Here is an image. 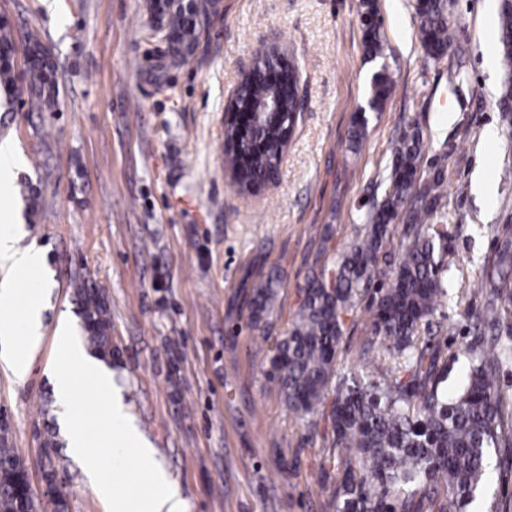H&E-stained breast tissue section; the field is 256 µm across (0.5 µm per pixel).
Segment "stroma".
<instances>
[{
	"label": "stroma",
	"instance_id": "stroma-1",
	"mask_svg": "<svg viewBox=\"0 0 512 512\" xmlns=\"http://www.w3.org/2000/svg\"><path fill=\"white\" fill-rule=\"evenodd\" d=\"M415 0H376L386 55L363 49L362 0H220L198 17L188 63L151 29L146 0H0L16 39L53 54V112H0V143L21 165L10 185L50 283L43 340L28 377L0 365V422L41 491L52 459L65 512H109L66 452L50 372L60 320L85 338L80 285L103 289L111 371L127 412L187 501L188 512H337L341 468L325 414L289 410L269 381L299 289L315 263L361 240L367 203L392 163L403 119H417L420 166L440 163L448 240L447 339L473 338L485 261L512 216V126L497 109L498 0H452L463 79L425 60ZM299 75L303 108L274 183L240 191L224 169V124L259 40ZM394 85L351 145L373 75ZM278 276L263 329L253 287ZM371 317L346 320L341 356L362 369Z\"/></svg>",
	"mask_w": 512,
	"mask_h": 512
}]
</instances>
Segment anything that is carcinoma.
I'll list each match as a JSON object with an SVG mask.
<instances>
[{
	"label": "carcinoma",
	"instance_id": "obj_1",
	"mask_svg": "<svg viewBox=\"0 0 512 512\" xmlns=\"http://www.w3.org/2000/svg\"><path fill=\"white\" fill-rule=\"evenodd\" d=\"M161 21L179 36L173 57L187 62L194 29L184 16L183 0H163ZM418 36L425 59L440 62L457 48L448 23V0H415ZM498 45L505 73L499 112L512 122V3L499 4ZM364 52L385 56L381 22L373 2L362 13ZM41 42L29 36L25 59L35 79L22 90L15 71L14 27L0 19V108L14 111L28 94L30 108L54 111L58 87L55 65L42 62ZM276 55L261 43L254 52L255 76L246 81L238 103L258 105L275 96L282 122L267 134L279 140L294 128L298 101L295 69L276 85L259 71ZM387 71L373 78L368 107L379 111L392 90ZM224 162L245 190L266 180L276 152L256 150L238 138L233 125L224 127ZM424 151L416 121L399 132L390 172L381 198L371 203L365 237L320 266L304 281L298 309L288 336L278 341L272 357L274 388L288 408L305 417L316 414L328 395H334L330 418L334 446L340 451L344 473L336 486L338 512H469V506L488 483L490 449L499 447L508 409L499 384L503 364L512 360V224L498 228L496 246L488 259L482 288L483 309L473 329L480 336L453 353L467 362L464 380L448 385V363L440 362L433 341L442 323L433 318L447 296L448 225L438 223L445 176L437 168L423 179L417 164ZM405 224L393 261L384 249L390 244L391 224ZM392 268L387 272L381 265ZM273 276L253 288L249 307L255 324L271 315L278 296ZM84 309L86 340L101 358L112 357L111 327L99 288H79ZM371 314L372 332L381 348L365 343V369L356 373L338 363L348 314L361 303ZM0 466L21 472L24 464L8 439L0 440ZM64 512V502L53 495L38 500L29 494L20 500L12 483L0 481V512Z\"/></svg>",
	"mask_w": 512,
	"mask_h": 512
}]
</instances>
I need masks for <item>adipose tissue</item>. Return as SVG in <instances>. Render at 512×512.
Returning a JSON list of instances; mask_svg holds the SVG:
<instances>
[{
    "label": "adipose tissue",
    "instance_id": "ef3b65f1",
    "mask_svg": "<svg viewBox=\"0 0 512 512\" xmlns=\"http://www.w3.org/2000/svg\"><path fill=\"white\" fill-rule=\"evenodd\" d=\"M24 235L21 224L13 217L10 208L0 209V268H7L17 276H31L35 285L27 297H20L18 288H0V309L22 306L23 320L15 322L0 318V361L4 362L17 380H24L28 374L31 357L42 339L41 295L45 281L40 272L43 257L36 246L20 247Z\"/></svg>",
    "mask_w": 512,
    "mask_h": 512
}]
</instances>
